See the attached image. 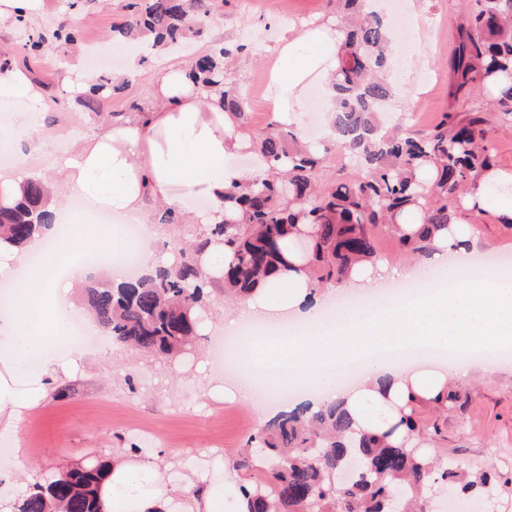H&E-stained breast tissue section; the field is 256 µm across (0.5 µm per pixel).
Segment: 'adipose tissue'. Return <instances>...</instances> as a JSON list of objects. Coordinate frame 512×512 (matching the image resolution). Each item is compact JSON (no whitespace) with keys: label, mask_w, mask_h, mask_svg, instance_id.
Here are the masks:
<instances>
[{"label":"adipose tissue","mask_w":512,"mask_h":512,"mask_svg":"<svg viewBox=\"0 0 512 512\" xmlns=\"http://www.w3.org/2000/svg\"><path fill=\"white\" fill-rule=\"evenodd\" d=\"M340 43L328 21L283 40L269 72L266 100L273 122L301 124L309 81L327 79L336 68ZM184 62L161 61L151 83L155 106L147 116L119 124L95 123L79 151L50 162L57 184L49 186L46 208L70 230L56 238L52 253L45 239L30 238L24 250L0 242V280L10 281L28 255L45 253L31 268L18 297L0 300V434L17 435L20 422L38 408L62 377L78 369L80 352L66 359L39 357L49 340L69 333L74 319L89 320L75 303L78 285L95 273L88 256L123 246L120 236L105 239L81 215L71 212L72 197L107 213L114 225H142L136 244L142 264L111 267L114 282L143 273L148 265L173 266L176 255L156 253L151 216L165 206L189 223H223L224 191L255 176H270L261 154L250 168L236 163L248 149L227 112L208 104V93ZM48 93L30 70H0V103L13 109L12 123L34 131ZM466 217L436 233L432 254L408 265L375 258L355 265L338 286L315 290L307 275L312 241L306 225L284 240V265L270 269L254 291L235 301L230 312L197 324L199 336L216 347L244 326L267 327V335L245 344L246 377L225 385L233 400L253 405L258 424L276 409L255 403L252 384L297 387L289 408L317 411L338 403L358 429L390 432L394 443L415 446L404 423L412 400L445 397L453 382L493 371L476 360L479 352L512 348V279L479 264L470 247V215L492 210L499 222H512V167L491 164L465 201ZM366 368L354 387L336 383L351 362ZM98 495L105 512H244L240 482L183 483L161 456L139 457L130 449L100 460Z\"/></svg>","instance_id":"adipose-tissue-1"}]
</instances>
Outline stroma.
<instances>
[{"mask_svg": "<svg viewBox=\"0 0 512 512\" xmlns=\"http://www.w3.org/2000/svg\"><path fill=\"white\" fill-rule=\"evenodd\" d=\"M52 0L51 10L33 22L38 31L74 29L76 41L47 44L32 69L48 88L49 108L28 151L34 171L57 154L75 151L97 116L71 97L61 84L63 63L92 39L106 40L122 21L128 0ZM416 15L415 27L403 30L394 52L397 71L406 72L405 89L392 103L393 133H427L446 112H462L466 103L451 94L448 60L458 45V27L473 0H404ZM336 15V0H222L193 42L197 51L213 43L247 44V52L226 58L224 71L244 101L237 131L259 141L272 120L261 89L274 49L282 37L304 25ZM154 60L127 76L112 93L106 109L133 117L151 108ZM480 258H512V224L499 223L494 212L470 218ZM457 398L447 407L421 403L414 416L420 442L434 460H457L466 472H488L497 484L498 505L512 512V361L476 380L458 383ZM258 429L253 409L224 396V369L207 358L203 346L170 362L144 357L112 342L84 352L75 378L54 388L44 403L19 425L18 437L0 434L9 449L0 471L16 469L54 474L72 458L96 460L115 448L145 445L146 455L170 449L172 471L198 479L213 467L232 463ZM27 448L18 460L15 444Z\"/></svg>", "mask_w": 512, "mask_h": 512, "instance_id": "obj_1", "label": "stroma"}]
</instances>
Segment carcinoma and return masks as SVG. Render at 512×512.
<instances>
[{"instance_id": "obj_1", "label": "carcinoma", "mask_w": 512, "mask_h": 512, "mask_svg": "<svg viewBox=\"0 0 512 512\" xmlns=\"http://www.w3.org/2000/svg\"><path fill=\"white\" fill-rule=\"evenodd\" d=\"M352 18L344 20V40L334 74L332 145L361 169L356 178L319 184L322 158L300 143L292 127L266 129L258 152L277 178L234 185L224 194L225 211H242L244 221L224 219L209 230L223 241L232 260L224 273V292L251 293L269 269L281 261L279 243L299 224L312 228L309 276L315 285L335 283L351 265L377 256L372 229L396 234L409 253L426 257L433 234L448 227L463 196L476 186L477 172L494 161L480 144L487 111L475 105L464 113L445 112L425 135L395 136L379 114L399 89L384 75L391 31L365 0H339ZM477 8L458 28V46L448 62L452 94L468 100L492 97L493 112L512 124V0H475ZM130 18L113 32L130 29L155 35L154 46L173 54L185 51L194 79L234 116L242 100L224 77V58L244 49L215 44L198 53L185 42L215 8V0H132ZM110 93L100 80L82 104L97 109ZM435 171L433 182L418 172ZM46 189L30 181L13 204L0 203V237L20 246L52 223L45 210ZM412 209L423 225L411 240L397 234L395 218ZM179 254L170 268L160 267L115 285L88 278L82 288L85 307L112 339L134 349L174 357L196 339L197 311L207 287L193 252L173 243ZM250 448L233 462L244 473L246 512H424L422 493L444 485L448 500L470 512L461 493L487 476L459 482L455 461L438 468L416 449L388 442L385 434L359 432L341 406L331 404L312 416L282 413L247 440ZM99 465L60 472L33 491L19 512H103L97 496Z\"/></svg>"}]
</instances>
